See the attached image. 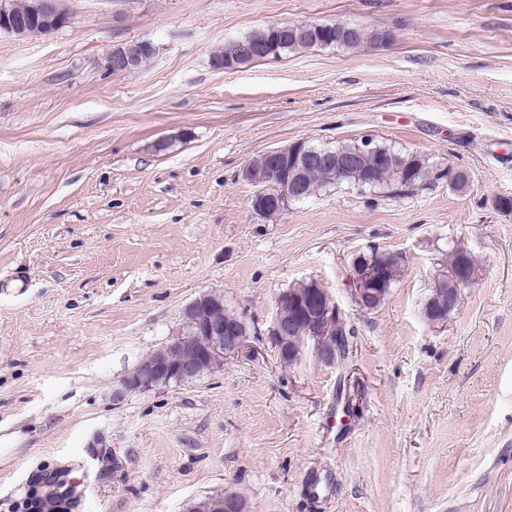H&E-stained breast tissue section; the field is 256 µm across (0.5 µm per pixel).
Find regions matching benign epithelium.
<instances>
[{
    "mask_svg": "<svg viewBox=\"0 0 512 512\" xmlns=\"http://www.w3.org/2000/svg\"><path fill=\"white\" fill-rule=\"evenodd\" d=\"M14 0H0V32L21 38L46 37L70 24L71 16L63 0H29L25 9L19 11ZM277 33H288L296 28L319 32L331 39L334 25L331 23L279 22L268 25ZM158 47L149 40H132L116 44L103 58L102 68L116 74L126 73L140 67L146 58L156 55ZM317 152L308 148L306 141L298 140L288 146L274 148L251 159L243 169V178L251 184L256 166L267 172L265 181L273 183L275 192L268 194L261 186L255 191L253 205L260 214L282 212L289 200L297 197L295 169ZM394 270L389 265L369 262L353 269V298L364 311L374 310L383 295L380 285L393 278ZM438 311L430 319L433 324H444L455 310L456 295L453 290L438 289ZM281 293L276 300L277 314L269 338L275 350L285 345L287 328L295 322H306L315 340L318 358L326 364L343 360L342 347L347 344L340 335H332L336 322V306L325 289L318 285L307 300L296 297L292 300L293 315L285 319L282 314ZM184 331L179 341L166 351L153 352L140 361L134 372L123 380L127 391H142L153 385L174 381L186 382L202 373L224 364V357L238 352L247 337L245 323L240 320H224V297L215 293H203L188 303L183 311ZM197 512H244V503L235 494H224L209 498L196 505Z\"/></svg>",
    "mask_w": 512,
    "mask_h": 512,
    "instance_id": "benign-epithelium-1",
    "label": "benign epithelium"
}]
</instances>
